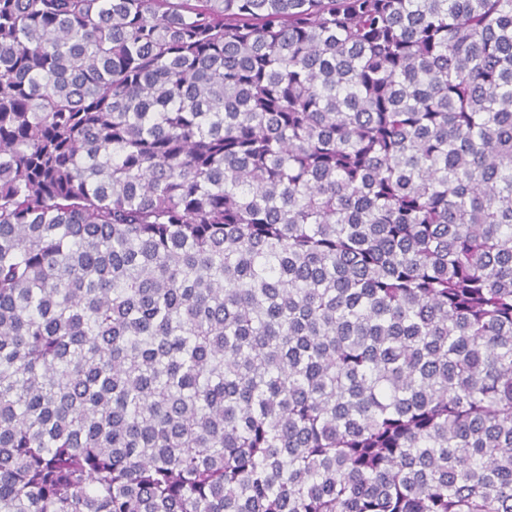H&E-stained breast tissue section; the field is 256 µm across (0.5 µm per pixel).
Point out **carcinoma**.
Segmentation results:
<instances>
[{
  "label": "carcinoma",
  "instance_id": "cac0c4a2",
  "mask_svg": "<svg viewBox=\"0 0 512 512\" xmlns=\"http://www.w3.org/2000/svg\"><path fill=\"white\" fill-rule=\"evenodd\" d=\"M0 512H512V0H0Z\"/></svg>",
  "mask_w": 512,
  "mask_h": 512
}]
</instances>
